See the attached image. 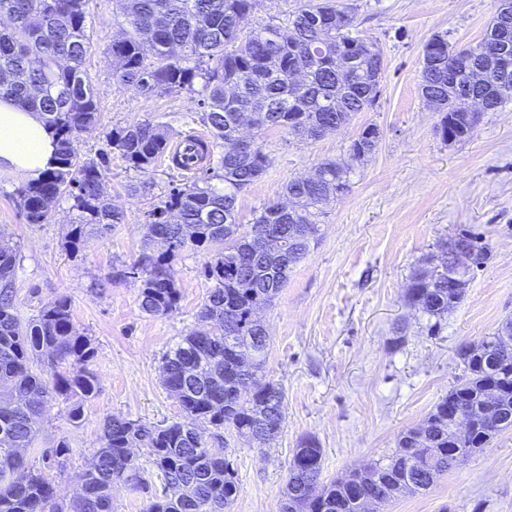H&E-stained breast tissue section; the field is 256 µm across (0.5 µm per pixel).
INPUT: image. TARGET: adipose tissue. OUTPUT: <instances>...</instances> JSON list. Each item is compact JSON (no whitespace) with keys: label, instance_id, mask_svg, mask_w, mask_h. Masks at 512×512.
I'll return each instance as SVG.
<instances>
[{"label":"adipose tissue","instance_id":"1","mask_svg":"<svg viewBox=\"0 0 512 512\" xmlns=\"http://www.w3.org/2000/svg\"><path fill=\"white\" fill-rule=\"evenodd\" d=\"M56 144L42 115L0 98V172L42 178L55 166Z\"/></svg>","mask_w":512,"mask_h":512}]
</instances>
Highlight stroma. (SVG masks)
I'll return each mask as SVG.
<instances>
[{
  "instance_id": "35a3bbf8",
  "label": "stroma",
  "mask_w": 512,
  "mask_h": 512,
  "mask_svg": "<svg viewBox=\"0 0 512 512\" xmlns=\"http://www.w3.org/2000/svg\"><path fill=\"white\" fill-rule=\"evenodd\" d=\"M360 36L378 43L387 61L373 108L355 113L341 130L311 141L267 132L272 163L237 197L241 224L262 204L285 201L289 179L311 174L326 160L347 156L367 125L379 128L376 150L352 163L350 189L330 200L318 244L289 273L271 305L258 311L269 335L268 378L285 392L282 430L265 448L235 436L209 437L226 450L240 485L232 512H281L288 464L303 439L323 451L321 480L345 479L363 464L391 455L400 433L424 422L462 374L458 349L494 335L512 317V99L484 113L471 138L442 140L440 115L421 97L422 50L447 36L477 43L496 0H344ZM90 51L85 69L99 121L78 134L81 158L107 160L109 202L124 216L106 233L90 229L79 246L69 232L80 220L71 197H58L45 223H27L19 206L23 177L0 174V242L17 252L13 288L22 323L60 295L96 348L91 367L100 392L71 424L67 405L46 406L36 446L59 496L80 488L100 443L106 417L158 425L178 421L181 407L161 382L164 354L199 325L211 284L205 255L175 262L180 301L167 316H148L129 269L143 251L141 226L169 189L196 176L161 159L148 173L129 166L106 134L147 119L168 127L171 144L188 133L207 136L201 90L148 93L117 86L108 47L126 26L114 0H86ZM479 234L491 251L475 271L464 299L432 321L410 307L405 291L415 269L435 265L440 245L462 232ZM67 454L50 456L59 441ZM383 512H512V430L448 471L427 491L402 494Z\"/></svg>"
}]
</instances>
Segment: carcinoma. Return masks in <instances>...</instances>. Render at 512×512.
<instances>
[{
    "label": "carcinoma",
    "instance_id": "1",
    "mask_svg": "<svg viewBox=\"0 0 512 512\" xmlns=\"http://www.w3.org/2000/svg\"><path fill=\"white\" fill-rule=\"evenodd\" d=\"M128 28L112 40L116 85L145 91L194 90L202 80L204 122L210 139L188 134L182 148L169 147L165 126L146 119L107 133L108 145L131 167L149 171L158 158L171 155L174 165L195 171L219 169L224 192L197 182L174 187L143 224L144 249L165 235L179 242L173 250L145 253L132 266L140 274L139 307L147 315L164 316L178 306L174 267L186 251L207 252L202 274L213 288L198 321L213 322L224 333L202 335L193 329L162 358V385L178 397L182 418L158 428L141 420L108 417L100 447L81 476L82 491L68 504L57 497L55 482L42 468L28 463L37 427L48 400L69 403L72 424L81 422L83 403L99 386L90 368L95 356L92 339L73 323L71 301L61 296L43 307L22 327L14 304L16 253L0 244V512H113L112 492L128 485L150 488L138 459L129 449L143 448L158 469L167 490L149 498L146 512H230L239 494L235 470L223 455L207 450L199 430L205 424L220 436L224 430L259 447L281 431L285 393L266 379L268 335L252 320L254 307L269 304L285 287L288 273L319 240L320 218L330 192L349 188L350 167L326 160L316 168L318 183L288 181L285 193L291 211L276 203L256 212L242 229L237 195L257 181L270 165L261 143L249 153L229 144L240 116L253 114L254 137L283 130L312 140L344 127L356 112L377 100L385 67L379 46L355 34L354 14L337 0H298L284 15L272 16L247 33L243 21L261 0H115ZM0 15L11 22L0 31V96L21 108L42 113L57 138L55 168L19 191L20 207L30 224L47 221L44 200L69 193L81 212L70 231L71 244L85 229L122 223L108 202L105 158L82 159L74 142L80 130L97 121L98 103L84 70L89 42L85 33V0H0ZM448 38L435 45L439 64L423 63L419 92L441 113L443 141L471 137L475 121L459 110L457 101L470 94L497 109L503 95L497 85L504 66L511 67L512 32L504 34L497 18L481 39L468 47L484 65L480 78L471 67L448 57ZM355 59L351 74L336 72V54ZM303 72L301 87L292 73ZM375 126L362 129L348 147L356 161L376 149ZM454 242L463 246L470 269L483 267L488 247L470 234ZM467 288L448 290V270L419 269L406 289V302L430 317H441L466 295ZM464 375L429 413L425 427L401 433L386 461L357 468L349 478L320 484L322 448L307 438L288 465L283 512H363V499L381 507L396 493H417L478 452L501 432L512 429V320L497 333L459 350ZM69 363L72 370L58 367ZM254 383L244 394V377ZM498 389V413L489 423L479 413L488 387ZM468 410L472 422L459 437L451 426L457 410ZM321 485L312 497L307 488Z\"/></svg>",
    "mask_w": 512,
    "mask_h": 512
}]
</instances>
